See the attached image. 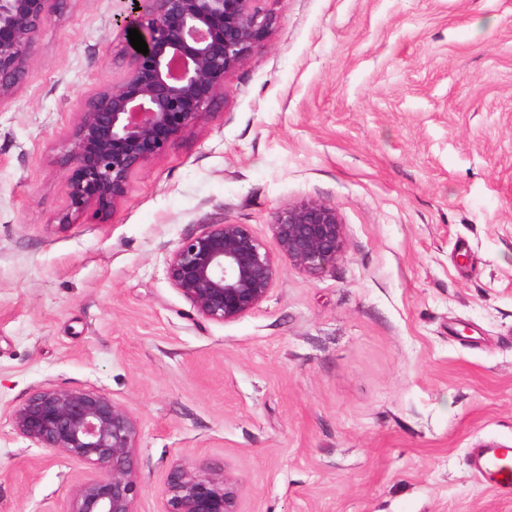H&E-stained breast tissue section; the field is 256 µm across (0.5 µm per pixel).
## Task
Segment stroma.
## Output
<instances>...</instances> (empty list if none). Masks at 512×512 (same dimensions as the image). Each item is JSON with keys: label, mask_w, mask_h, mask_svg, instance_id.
Segmentation results:
<instances>
[{"label": "stroma", "mask_w": 512, "mask_h": 512, "mask_svg": "<svg viewBox=\"0 0 512 512\" xmlns=\"http://www.w3.org/2000/svg\"><path fill=\"white\" fill-rule=\"evenodd\" d=\"M223 98L70 215L82 112L130 69L126 0H60L0 100V512H63L87 468L18 437L37 387L141 421L137 512L175 465L241 512H512L472 449L512 447V0H264ZM334 205L342 258L279 259L238 320L200 319L169 252L199 225Z\"/></svg>", "instance_id": "obj_1"}]
</instances>
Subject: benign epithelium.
<instances>
[{"instance_id": "obj_1", "label": "benign epithelium", "mask_w": 512, "mask_h": 512, "mask_svg": "<svg viewBox=\"0 0 512 512\" xmlns=\"http://www.w3.org/2000/svg\"><path fill=\"white\" fill-rule=\"evenodd\" d=\"M124 30L148 45L130 49L132 67L96 95L82 113L68 179L74 212L112 209L131 173L170 148L196 125L227 76L264 47L273 24L262 0H127ZM59 0H0V99L29 63L35 34ZM280 253L315 276L344 253L336 207L306 199L277 208L270 223ZM167 277L196 315L232 322L268 296L279 266L247 224H202L167 259ZM15 434L38 448L88 465L71 490L66 512H136L141 477L134 461L140 421L107 393L43 385L11 413ZM162 512H240L237 482L223 469H174Z\"/></svg>"}]
</instances>
